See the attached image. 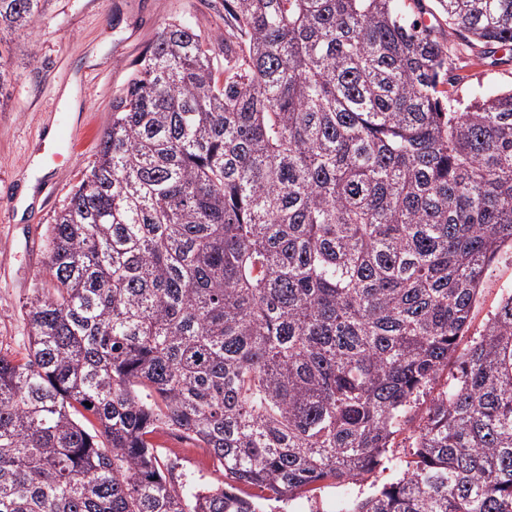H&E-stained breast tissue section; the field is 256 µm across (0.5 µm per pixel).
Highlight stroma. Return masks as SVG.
Segmentation results:
<instances>
[{"label": "stroma", "instance_id": "35a3bbf8", "mask_svg": "<svg viewBox=\"0 0 512 512\" xmlns=\"http://www.w3.org/2000/svg\"><path fill=\"white\" fill-rule=\"evenodd\" d=\"M180 19L212 34L224 31V0H50L42 17L10 42L11 80L0 92V351L23 358L28 331L24 306L47 255L46 229L70 188L92 160L112 100L134 62L160 30ZM450 67L461 80L457 95L512 88V62L491 64L464 52ZM81 135L69 141L72 127ZM35 179L33 203L12 201ZM512 289V254L494 266L472 315L476 336ZM164 467L217 482L222 473L203 465L191 441L164 429L154 436ZM404 448L390 452L364 485L329 486L289 502H262L263 512H339L344 497L363 496L402 474Z\"/></svg>", "mask_w": 512, "mask_h": 512}]
</instances>
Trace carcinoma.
<instances>
[{
  "mask_svg": "<svg viewBox=\"0 0 512 512\" xmlns=\"http://www.w3.org/2000/svg\"><path fill=\"white\" fill-rule=\"evenodd\" d=\"M49 2L0 0V45ZM436 3L164 26L0 354V512H261L406 432L402 477L341 512H512V291L460 348L512 252V89L456 98L447 40L512 60V0ZM164 428L232 482L163 472Z\"/></svg>",
  "mask_w": 512,
  "mask_h": 512,
  "instance_id": "cac0c4a2",
  "label": "carcinoma"
}]
</instances>
